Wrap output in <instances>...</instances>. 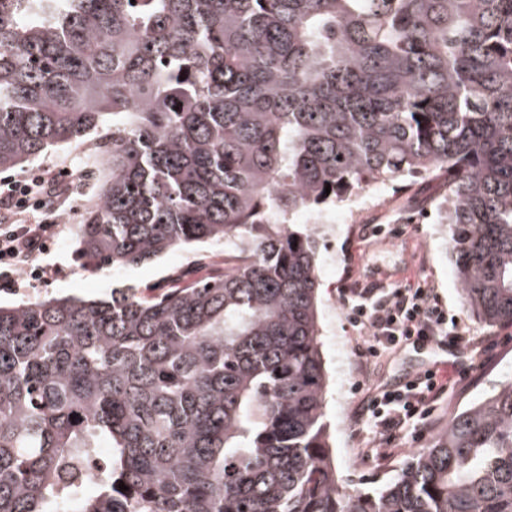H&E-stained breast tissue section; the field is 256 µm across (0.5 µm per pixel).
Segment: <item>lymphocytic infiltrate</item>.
<instances>
[{
  "mask_svg": "<svg viewBox=\"0 0 512 512\" xmlns=\"http://www.w3.org/2000/svg\"><path fill=\"white\" fill-rule=\"evenodd\" d=\"M70 195L64 173L44 166L0 182V285L12 287L25 277L47 278L48 268L37 259L56 241L60 233L57 212ZM346 317L365 336L358 355L369 364L413 337L445 340L466 348L473 358L493 351L489 344L475 346L460 318L427 281L390 288L373 283L354 289L346 302ZM447 390V383L429 370L400 389L368 395L356 417L370 420L391 445L410 423L429 421Z\"/></svg>",
  "mask_w": 512,
  "mask_h": 512,
  "instance_id": "obj_1",
  "label": "lymphocytic infiltrate"
}]
</instances>
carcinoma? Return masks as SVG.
<instances>
[{
    "label": "carcinoma",
    "mask_w": 512,
    "mask_h": 512,
    "mask_svg": "<svg viewBox=\"0 0 512 512\" xmlns=\"http://www.w3.org/2000/svg\"><path fill=\"white\" fill-rule=\"evenodd\" d=\"M109 125L76 261L224 259L0 306V512H512V378L336 478L296 224L440 178L461 303L512 324V0H0V169Z\"/></svg>",
    "instance_id": "cac0c4a2"
}]
</instances>
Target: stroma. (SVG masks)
<instances>
[{"instance_id":"stroma-1","label":"stroma","mask_w":512,"mask_h":512,"mask_svg":"<svg viewBox=\"0 0 512 512\" xmlns=\"http://www.w3.org/2000/svg\"><path fill=\"white\" fill-rule=\"evenodd\" d=\"M99 133L85 139L83 155L66 144L54 146L35 158V165L57 169L96 171L95 179L80 183L59 211L63 233L51 252L42 256V264L54 267L47 281H25L17 288H0L1 303H25L46 296L77 295L90 298L110 297L113 288L128 284L150 285L175 269L196 265L198 251L176 248L158 261L135 268L116 267L92 273L74 258L75 226L83 219L94 200L97 177L105 166L96 154ZM439 181L421 178L408 186L388 184L368 190L360 204L350 208V223L341 225L331 239L320 241L318 254V313L322 356L328 375L325 413L328 443L335 459L336 474L344 482L372 483L393 475L409 456L429 448L433 437L450 417L491 392L495 385L512 378V325L490 328L477 321L460 303L452 262L435 220L422 213L435 204ZM406 215L403 224H384L385 210ZM432 281L445 304L459 315L474 339L495 344L494 355L461 379L449 374L450 386L445 399L437 405L432 425L424 429L411 426L402 434L397 447L384 457L363 459L364 449L372 447L375 430L370 421L356 420V409L366 387L398 374L403 359L393 353L380 359L376 367L362 364L357 348L362 342L358 331L345 319L342 302L344 288L351 283L413 284Z\"/></svg>"}]
</instances>
